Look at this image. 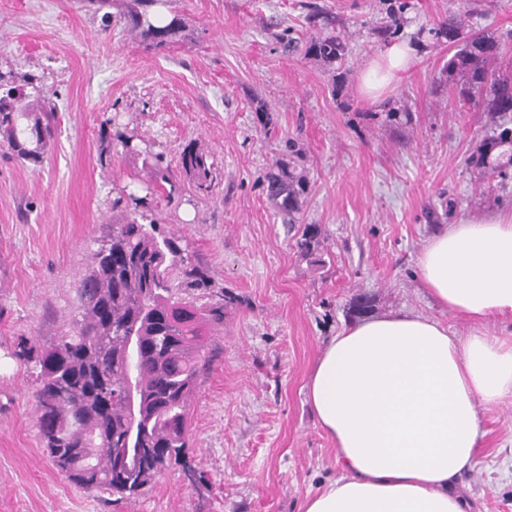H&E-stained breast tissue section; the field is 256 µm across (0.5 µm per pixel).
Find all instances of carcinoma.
I'll list each match as a JSON object with an SVG mask.
<instances>
[{
	"label": "carcinoma",
	"instance_id": "carcinoma-1",
	"mask_svg": "<svg viewBox=\"0 0 512 512\" xmlns=\"http://www.w3.org/2000/svg\"><path fill=\"white\" fill-rule=\"evenodd\" d=\"M151 0H133L125 18L152 45L163 47L175 39L180 21L149 14ZM461 12H451L438 33L455 45L448 72L466 75L460 94L483 101L503 122L491 145L512 148V77L497 68L512 43L480 33L463 34ZM288 47L334 63L343 58L346 44L338 34H319ZM54 107L31 99L13 86L0 92V143L20 162L39 167L51 144ZM181 166L196 190H210L213 164L205 154L187 146ZM268 195L286 224L297 222L301 198L308 184L281 168L266 175ZM141 209L112 225V237L99 252L97 265L85 274L78 294L82 318L72 334L36 353L23 341L13 356L35 361L39 386L35 392L38 436L56 469L83 490L106 489L121 499L140 495L162 471L186 463L189 401L209 362L203 327L224 319V307L204 312L173 297L180 288H208L211 277L196 257L182 248L181 239L159 231L144 197L129 195ZM139 337L136 355H125V337ZM140 385L139 407L131 417L122 400L129 378ZM140 448L152 450L146 469L130 471L119 455ZM95 456L93 469L85 465Z\"/></svg>",
	"mask_w": 512,
	"mask_h": 512
}]
</instances>
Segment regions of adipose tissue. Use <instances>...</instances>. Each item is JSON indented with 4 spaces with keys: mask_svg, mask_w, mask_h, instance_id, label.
<instances>
[{
    "mask_svg": "<svg viewBox=\"0 0 512 512\" xmlns=\"http://www.w3.org/2000/svg\"><path fill=\"white\" fill-rule=\"evenodd\" d=\"M417 60L409 42L384 44L360 75L362 95L383 99ZM418 272L433 300L473 329L454 336L399 311L328 341L308 396L340 475L302 512H471L462 477L480 446L478 408L512 400V344L486 331L512 318V214L448 225L428 240Z\"/></svg>",
    "mask_w": 512,
    "mask_h": 512,
    "instance_id": "1",
    "label": "adipose tissue"
}]
</instances>
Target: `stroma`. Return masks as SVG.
Returning <instances> with one entry per match:
<instances>
[{
	"mask_svg": "<svg viewBox=\"0 0 512 512\" xmlns=\"http://www.w3.org/2000/svg\"><path fill=\"white\" fill-rule=\"evenodd\" d=\"M129 2L103 12L86 0H0V72L36 76L24 93L39 89L57 108L42 167L0 145V512H300L339 474L307 382L328 340L359 321L357 299L372 317L410 311L470 332L430 299L417 259L448 225L512 211V183L472 161L497 118L460 101L454 47L431 34L457 0H408L400 35L418 61L380 102L359 83L386 41L390 0H156L182 23L161 49L131 32ZM468 8L474 31L512 32V0ZM332 31L346 43L341 61L288 49L289 38ZM187 146L213 164L208 194L179 165ZM157 165L180 196L158 187L152 214L213 279L176 296L223 306L224 321L206 332L189 469L118 500L53 466L36 427L39 369L13 351L19 338L44 349L71 331L81 278ZM274 165L307 178L298 223H282L267 196ZM309 224L319 246L306 257L295 241ZM479 413L465 492L472 512H512V403Z\"/></svg>",
	"mask_w": 512,
	"mask_h": 512,
	"instance_id": "35a3bbf8",
	"label": "stroma"
}]
</instances>
